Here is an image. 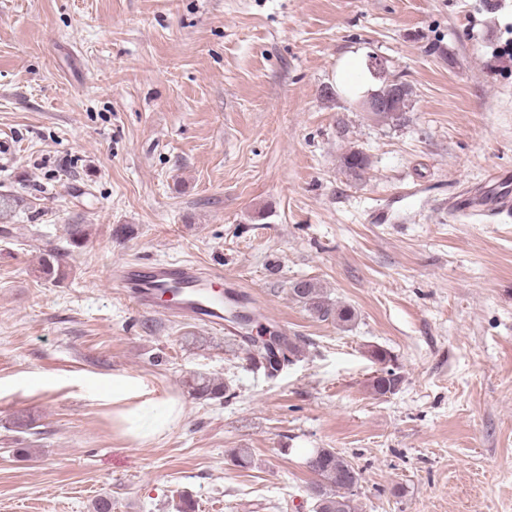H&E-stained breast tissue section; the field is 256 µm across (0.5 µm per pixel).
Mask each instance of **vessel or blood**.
I'll return each instance as SVG.
<instances>
[{
  "label": "vessel or blood",
  "instance_id": "b4317fda",
  "mask_svg": "<svg viewBox=\"0 0 512 512\" xmlns=\"http://www.w3.org/2000/svg\"><path fill=\"white\" fill-rule=\"evenodd\" d=\"M455 213L511 215L512 194L503 193L477 203L468 196L452 200ZM114 287L135 308L171 320L208 325L216 331L238 335V322L230 311L239 309L240 293L226 283L220 271H209L189 261L129 263L110 274Z\"/></svg>",
  "mask_w": 512,
  "mask_h": 512
}]
</instances>
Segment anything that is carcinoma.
<instances>
[{"label": "carcinoma", "mask_w": 512, "mask_h": 512, "mask_svg": "<svg viewBox=\"0 0 512 512\" xmlns=\"http://www.w3.org/2000/svg\"><path fill=\"white\" fill-rule=\"evenodd\" d=\"M408 107V99H397L389 108L374 113V117L382 122L394 123L402 119ZM344 167L353 175L358 176L370 165L369 158L360 150H351L343 156ZM69 244L75 248L82 247L88 240L89 232L84 224H71L68 228ZM63 253L49 251L40 261L39 273L49 281H58L63 277ZM295 298L304 304L307 310L322 320L332 319L338 324H346L353 320L351 308L329 302L321 288L311 281H299L291 288ZM280 348L274 354L255 343L249 344L250 360L264 359L269 365L283 367L297 355L299 346L291 336L279 337ZM401 377L392 369H383L372 381V390L380 395L393 394L399 389ZM192 392L199 398L221 399L229 391V387L214 379L194 375L188 380ZM309 470L316 480L310 487V495L314 501L313 512H358L355 493L352 486L358 483L359 474L352 463L333 448H317L306 459Z\"/></svg>", "instance_id": "1"}]
</instances>
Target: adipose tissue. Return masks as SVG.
<instances>
[{
	"mask_svg": "<svg viewBox=\"0 0 512 512\" xmlns=\"http://www.w3.org/2000/svg\"><path fill=\"white\" fill-rule=\"evenodd\" d=\"M134 390V384L125 377H113L112 402L115 410L112 422L122 435L145 445L172 425L181 410L171 399L134 401Z\"/></svg>",
	"mask_w": 512,
	"mask_h": 512,
	"instance_id": "obj_1",
	"label": "adipose tissue"
}]
</instances>
